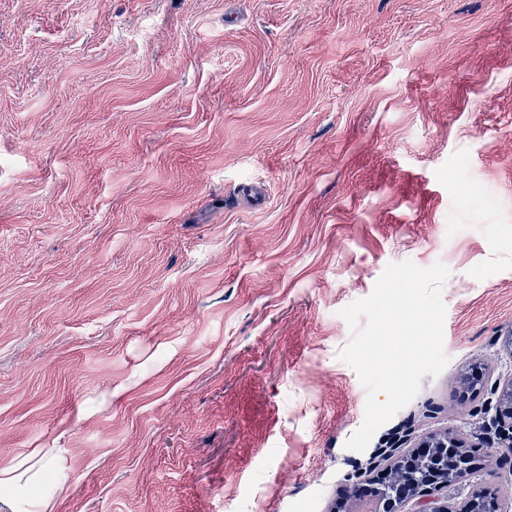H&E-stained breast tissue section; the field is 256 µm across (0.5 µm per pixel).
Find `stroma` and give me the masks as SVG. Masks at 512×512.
<instances>
[{"instance_id":"35a3bbf8","label":"stroma","mask_w":512,"mask_h":512,"mask_svg":"<svg viewBox=\"0 0 512 512\" xmlns=\"http://www.w3.org/2000/svg\"><path fill=\"white\" fill-rule=\"evenodd\" d=\"M404 260L449 362L353 451L339 312ZM510 378L512 0H0L9 512H374L434 433L481 461L426 499L512 505Z\"/></svg>"}]
</instances>
